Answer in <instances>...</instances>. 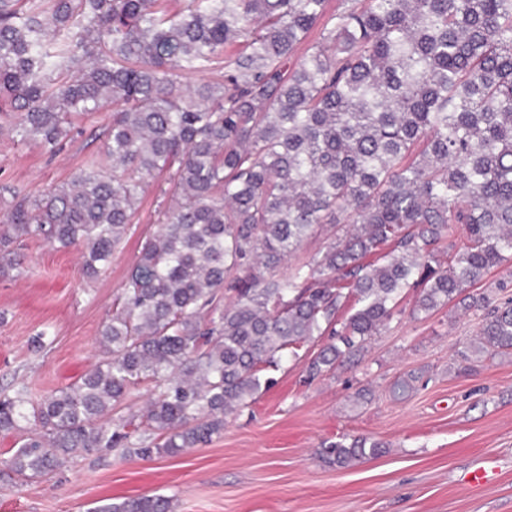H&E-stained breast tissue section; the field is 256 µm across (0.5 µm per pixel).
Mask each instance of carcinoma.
<instances>
[{
    "label": "carcinoma",
    "mask_w": 512,
    "mask_h": 512,
    "mask_svg": "<svg viewBox=\"0 0 512 512\" xmlns=\"http://www.w3.org/2000/svg\"><path fill=\"white\" fill-rule=\"evenodd\" d=\"M20 2L0 0L8 133L54 154L75 120L110 106L112 121L106 165L43 193L9 190L0 275L20 271L15 245L37 237L81 247L96 279L152 183L171 204L102 324L101 358L39 398L24 382L0 392V431L19 434L1 473L205 445L270 385L267 369L327 336L307 373L333 371L411 288L414 316L453 301L483 313L463 359L512 353V299H497L499 283L469 292L512 263V0H345L331 15L326 0ZM317 26L320 42L297 55ZM233 45L223 78L182 82ZM323 224L343 233L298 257ZM144 382L147 401L113 414ZM382 448L359 436L321 456L346 468ZM89 512L173 505L142 496Z\"/></svg>",
    "instance_id": "obj_1"
}]
</instances>
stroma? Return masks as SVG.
<instances>
[{"label":"stroma","instance_id":"35a3bbf8","mask_svg":"<svg viewBox=\"0 0 512 512\" xmlns=\"http://www.w3.org/2000/svg\"><path fill=\"white\" fill-rule=\"evenodd\" d=\"M108 112L80 120L57 156L0 133V190L41 193L87 161L102 158ZM162 198L150 186L132 228L94 281L83 280L77 249L26 240V271L0 279V388L27 378L35 394L69 386L95 363L96 337L145 237L157 231ZM407 290L389 329L353 360L314 381L303 360L273 371V386L228 418L221 435L191 452L149 460L91 454L48 478L0 479V512H89L96 502L163 494L174 512H512V355L463 361L477 312L448 306L413 318ZM47 330L52 342L32 351ZM409 381L405 394L395 388ZM361 435L384 452L338 469L323 463L325 441ZM488 470L474 486L470 473Z\"/></svg>","mask_w":512,"mask_h":512}]
</instances>
